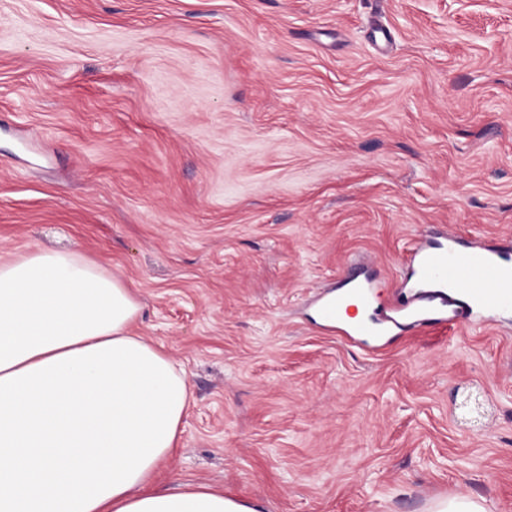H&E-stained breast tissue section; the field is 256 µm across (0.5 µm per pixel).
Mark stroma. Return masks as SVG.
<instances>
[{
	"instance_id": "35a3bbf8",
	"label": "stroma",
	"mask_w": 512,
	"mask_h": 512,
	"mask_svg": "<svg viewBox=\"0 0 512 512\" xmlns=\"http://www.w3.org/2000/svg\"><path fill=\"white\" fill-rule=\"evenodd\" d=\"M442 225L512 238V0H0V262L134 289L193 399L156 484L512 512V312L377 348L313 318L358 263L390 308ZM433 512H485V508L467 496L438 501Z\"/></svg>"
}]
</instances>
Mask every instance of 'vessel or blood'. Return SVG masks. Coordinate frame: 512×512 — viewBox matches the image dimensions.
Listing matches in <instances>:
<instances>
[{
	"instance_id": "obj_1",
	"label": "vessel or blood",
	"mask_w": 512,
	"mask_h": 512,
	"mask_svg": "<svg viewBox=\"0 0 512 512\" xmlns=\"http://www.w3.org/2000/svg\"><path fill=\"white\" fill-rule=\"evenodd\" d=\"M443 245H416L408 259L409 282L417 290L405 307L414 328L457 325L489 313L512 309V250L505 246L468 245L444 233ZM349 295H336L318 303L323 326L343 324L346 297L367 305L370 293L358 274H350ZM347 324V323H344ZM348 335H377L374 322L360 319L347 324Z\"/></svg>"
}]
</instances>
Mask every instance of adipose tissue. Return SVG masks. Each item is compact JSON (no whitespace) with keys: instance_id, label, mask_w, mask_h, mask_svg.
I'll list each match as a JSON object with an SVG mask.
<instances>
[{"instance_id":"obj_1","label":"adipose tissue","mask_w":512,"mask_h":512,"mask_svg":"<svg viewBox=\"0 0 512 512\" xmlns=\"http://www.w3.org/2000/svg\"><path fill=\"white\" fill-rule=\"evenodd\" d=\"M140 310L79 249L0 263V512H262L203 484L149 489L190 394L132 335Z\"/></svg>"}]
</instances>
